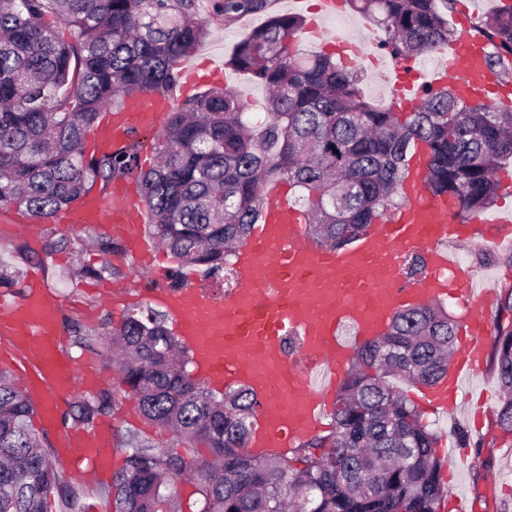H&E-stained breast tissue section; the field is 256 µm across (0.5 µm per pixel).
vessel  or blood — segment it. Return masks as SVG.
<instances>
[{
    "mask_svg": "<svg viewBox=\"0 0 512 512\" xmlns=\"http://www.w3.org/2000/svg\"><path fill=\"white\" fill-rule=\"evenodd\" d=\"M341 6V0H319L304 35L334 46L344 59L379 68L386 59L382 50L364 51L361 41L328 27ZM485 52L481 37L461 30L436 64L414 79L398 77L389 91L407 105L415 104L426 87L449 85L466 100L486 96L496 78L485 69ZM177 102L176 96L153 93L132 100L121 112L105 113L86 139V153L122 150L134 128L160 132ZM425 176L426 158L420 154L401 186V207L341 249L307 239L304 213L290 204L286 184L265 188L264 221L234 253V288L219 298L189 281L145 293V300L162 304L175 320L201 381L212 388L244 384L254 392L258 430L250 453L294 448L320 430L351 357L353 343L340 336L343 325H351L354 343H361L375 338L399 309L436 297L459 298L472 311L454 353V372L425 392L421 403L447 412L466 400L464 377L483 364L493 334L488 318L493 292L478 287L458 267L453 248L475 240L495 246L512 242V221L479 213L470 223H455L448 217L447 199L432 195ZM56 219L79 229H107L143 260L156 249L138 232L146 212L126 178L116 179L106 195H87ZM419 248L427 269L410 283L403 257ZM289 338L296 343L291 355L284 349ZM0 362L16 369L23 390L38 406L42 426L56 432L57 445L74 469L111 475V423L90 429L61 424V403L75 386L92 390L102 378L87 367L81 379H74L55 309L38 278H31L21 299L0 301Z\"/></svg>",
    "mask_w": 512,
    "mask_h": 512,
    "instance_id": "obj_1",
    "label": "vessel or blood"
}]
</instances>
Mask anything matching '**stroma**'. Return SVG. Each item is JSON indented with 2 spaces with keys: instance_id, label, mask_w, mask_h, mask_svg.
Returning a JSON list of instances; mask_svg holds the SVG:
<instances>
[{
  "instance_id": "stroma-1",
  "label": "stroma",
  "mask_w": 512,
  "mask_h": 512,
  "mask_svg": "<svg viewBox=\"0 0 512 512\" xmlns=\"http://www.w3.org/2000/svg\"><path fill=\"white\" fill-rule=\"evenodd\" d=\"M218 2L195 0L197 17L205 19L210 29L209 36L190 56L203 77L198 86L202 92L213 86L208 78L211 69L226 67L237 45L263 25L268 16L288 13L304 17L308 14L301 0H269L266 11L243 15L228 24L216 10ZM74 235V230L65 224H29L25 211L12 209L10 219L0 218V264L18 272L21 281L27 280L31 270H40L64 331V350L74 369L94 365L102 373L105 387L110 388L117 382L116 371L104 364L94 350L73 346L74 326L99 331L105 322L119 323L126 312L124 305L104 306L100 299L101 290L111 286L124 289L149 287L156 275L172 271L175 261L164 252L145 268L118 242L109 252H101L97 241L102 234L96 230L86 232L87 245L83 252L67 248L48 250L49 241ZM455 253L457 261L472 274L479 286L496 292L512 286V245L493 247L480 242L465 243L457 246ZM81 267L91 268V275L73 282L63 279V271ZM465 386L469 399L454 412L426 411L422 417L440 437L436 447L440 459H447L458 445L459 434L463 433L471 442L481 443L484 459L493 461L491 467H484L481 462L444 478L448 494L463 497L469 512H501L503 504L512 503V447L505 443L495 425L503 394L493 371L487 366L466 376ZM110 418L114 437H121L129 430H139L152 438L159 448H166L172 441L170 432L145 424L135 401L122 400Z\"/></svg>"
}]
</instances>
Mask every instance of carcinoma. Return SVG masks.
Wrapping results in <instances>:
<instances>
[{"mask_svg": "<svg viewBox=\"0 0 512 512\" xmlns=\"http://www.w3.org/2000/svg\"><path fill=\"white\" fill-rule=\"evenodd\" d=\"M367 15L396 57L425 55L454 40V0H348ZM267 0H221L224 20L265 10ZM194 0H0V206L50 218L93 187L137 175L148 233L182 269L222 277L233 248L259 223L263 188L286 182L307 201L308 234L340 248L395 206L394 195L420 149L427 184L461 220L491 207L497 173L512 165V108L465 101L449 87L428 89L406 111L375 107L357 71L297 50L304 27L271 16L237 47L233 66L268 90L252 123L240 91L207 90L169 113L156 137L157 163L139 164L140 142L120 154L85 155V136L105 110L176 85V62L202 42L208 22ZM74 31L65 41L46 22ZM479 32L494 51L486 67L512 79V0L485 16ZM455 321L434 301L399 311L382 336L363 343L336 395L333 429L289 453L247 452L256 416L250 390L218 396L187 371L189 359L167 313L128 314L98 334L75 329L119 375L118 386L71 404L89 426L121 396L144 421L171 431L159 450L139 431L112 485L99 493L116 512H182L174 485L190 481L201 512H437L443 461L437 437L395 379L431 388L448 377ZM494 367L504 394L499 427L512 435V324H496ZM33 401L0 371V512H82L81 489L63 483L59 457L31 427ZM208 456L198 455V447Z\"/></svg>", "mask_w": 512, "mask_h": 512, "instance_id": "carcinoma-1", "label": "carcinoma"}]
</instances>
